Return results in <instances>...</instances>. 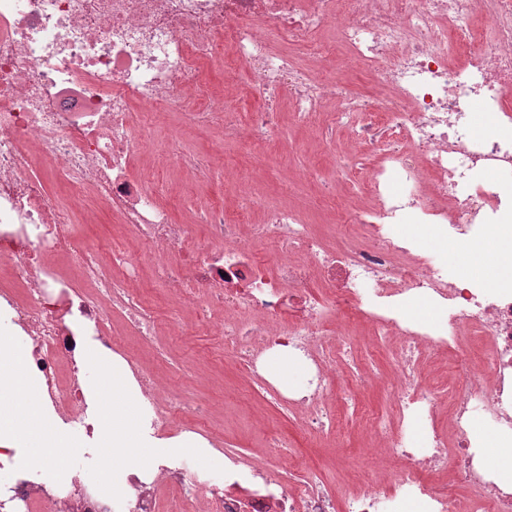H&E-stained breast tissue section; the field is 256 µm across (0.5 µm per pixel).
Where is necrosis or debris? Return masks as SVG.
<instances>
[{
    "instance_id": "1",
    "label": "necrosis or debris",
    "mask_w": 512,
    "mask_h": 512,
    "mask_svg": "<svg viewBox=\"0 0 512 512\" xmlns=\"http://www.w3.org/2000/svg\"><path fill=\"white\" fill-rule=\"evenodd\" d=\"M342 64L374 74L389 97L340 83ZM215 72L249 80L264 104L239 111L210 83ZM280 100L296 123L352 128L376 152L356 178L334 138L324 141L337 182L357 179L371 199L336 250L286 206H267L254 224L250 199L237 212L215 202L187 223L163 200L164 169L203 181L225 143L276 140ZM476 103L493 117L480 136L470 130ZM173 112L182 125L220 130V142L204 157L172 132L154 167H140ZM48 174L63 185L59 196L49 194ZM103 213L124 226L128 247L109 253L80 232ZM511 222L512 0H0V327L26 342L55 421L88 442L100 428L82 383L90 346L124 358L153 431L181 413L163 400L166 385L116 344L117 313L147 347L165 329L207 331L257 385L269 349L301 351L311 366L305 393L272 396L301 408L312 438L336 425L329 402L384 389L392 411L364 419L399 469L351 496L347 512H395L409 498L427 499L428 512H512V490L478 457L483 438L471 428L482 413L512 446V279L487 285L394 233L418 224L469 244ZM148 268L180 308L147 302ZM408 295L438 306L442 320H408ZM361 321L376 347L397 340L391 380L373 367L337 375L356 354L343 327ZM437 352L459 373L452 386L418 381L420 357ZM413 418L429 435L421 456L402 426ZM184 429L223 452L220 480L164 463L106 498L72 476L62 451L47 452L61 475L50 481L1 447L0 512H181L186 502L193 512H337L317 474L289 482L224 449L204 407Z\"/></svg>"
}]
</instances>
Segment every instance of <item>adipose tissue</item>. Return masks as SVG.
Here are the masks:
<instances>
[{
    "label": "adipose tissue",
    "instance_id": "adipose-tissue-1",
    "mask_svg": "<svg viewBox=\"0 0 512 512\" xmlns=\"http://www.w3.org/2000/svg\"><path fill=\"white\" fill-rule=\"evenodd\" d=\"M449 251L462 262L465 271L512 275V240L501 242L491 253L460 244L450 246ZM26 358L21 344L0 334V445L18 441L28 448L71 447L70 439L49 427L42 411V392L37 380L27 372ZM86 361L98 378L105 403L108 429L101 444L112 449L113 456L102 478L109 491L121 489L131 473L152 470L154 463L166 454L193 452L197 442L190 436L167 440L142 438L143 396L125 362L116 360L105 367L92 353ZM261 372L286 393H299L307 380L305 363L278 348L270 350Z\"/></svg>",
    "mask_w": 512,
    "mask_h": 512
}]
</instances>
